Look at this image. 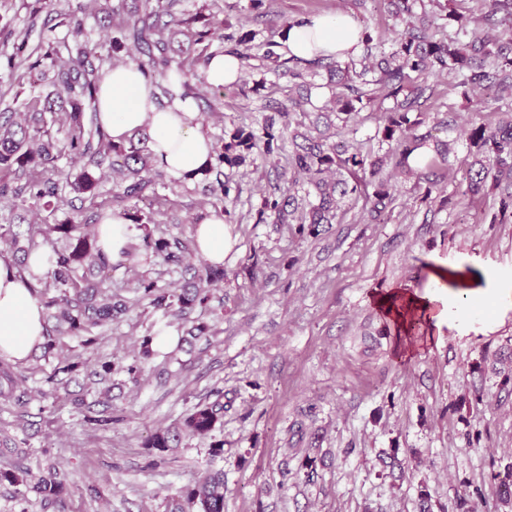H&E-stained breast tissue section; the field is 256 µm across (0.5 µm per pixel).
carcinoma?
Listing matches in <instances>:
<instances>
[{"label": "carcinoma", "instance_id": "carcinoma-1", "mask_svg": "<svg viewBox=\"0 0 512 512\" xmlns=\"http://www.w3.org/2000/svg\"><path fill=\"white\" fill-rule=\"evenodd\" d=\"M55 13L57 26L67 27L69 35H85L87 19H95L101 28L112 30V51L130 43L137 55L131 61L154 80L159 90V103L175 98L191 97L211 108L210 101L193 84L192 69L185 61H197L198 46L219 38L226 52L242 59L250 58L241 47L252 43L262 50L259 58L266 71L278 76L303 79L316 68L326 70V87L331 90L332 107L322 115L324 126L331 125L330 115L350 116L375 101L376 93L382 99L393 100L387 109L384 140L390 150L377 156L344 140L330 141V136L319 129V123L304 132L302 123L295 122L298 102L290 108L276 106V116L269 119L257 133L237 129L230 140L214 145V162L206 174H215V181L204 188L208 204L220 210L224 198L230 195V180H223L224 167H239L246 162L247 153L258 145L271 154L278 148L279 132L293 129L294 152L291 166L295 182L308 186L302 199L288 197L284 203L273 196L262 199L260 220L282 224L288 220L297 224H330L336 213L337 199L353 194L364 195L370 202L372 220H383L393 201L395 183L392 171L404 175L413 173L410 155L419 148L450 151L447 144L431 142V136H415L410 132L408 112L416 98L403 95L410 74L435 76L454 75L458 85L469 93L475 89L499 87L512 91V0H492L491 14L497 24L504 27L498 36H489L476 30L465 32L466 40L457 37H436L425 27H417L413 19L424 0H381L391 15L407 23L394 51L386 54L373 44V38L362 31L360 51L361 70L355 63L343 66L324 64L323 58L303 60L286 56L281 42L249 30L221 33L202 13L188 15L175 10L179 0H141V6L131 11L127 0H78L71 6L69 0H48ZM38 14H30L28 30L17 33L8 27L0 28V43L13 42L15 52L7 56L11 62L23 52L30 30L37 25ZM28 69H43L51 74L49 85L53 90L45 96H32L21 113L5 107L0 111V206L9 209V217L0 224V244H9L22 255L17 263L18 273L27 271L25 257L39 246L50 245V268L37 278L39 289L32 290L37 302L48 318L55 321L56 336L45 337L42 353L45 357L57 354L58 336H81L85 349L101 339L99 330L119 320L127 311V303L112 294V272L123 267L125 260L137 252L150 254L168 266H175L192 278L207 285L224 279V270L213 267L185 251L177 239L154 238L135 215L134 223L142 230L141 243L131 244L121 252V258L112 260L97 245L96 225L72 218L60 224H44L20 244L19 228L26 222L24 212L38 210L54 212L62 202L63 187L67 186L75 197L82 200L99 194L105 177L121 189L116 195L119 202L142 199L155 193L156 177L160 172L151 165L150 137L133 134L124 143H114L102 128L94 112L100 71L107 57L98 43L83 42L75 56L64 57L55 41L43 40L26 57ZM177 63L182 75L179 84L170 82L167 72ZM60 113L65 126L67 156L79 163L75 176L60 179L62 171L54 162L61 156L57 141L47 130V115ZM470 140L477 148L474 165L464 195L479 198L497 186L501 178L512 177V117L491 131L479 127L472 130ZM394 170H388V163ZM139 300L147 302L154 311L164 316H185L195 307H208L210 289L164 287L158 281L142 278L134 284ZM224 417V402L198 403L187 413L181 431L187 435L211 433ZM67 475L52 468L41 479L37 489L47 498L59 499L66 490ZM190 512H224V477L215 473L202 482H196L185 492Z\"/></svg>", "mask_w": 512, "mask_h": 512}]
</instances>
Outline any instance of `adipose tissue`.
Returning <instances> with one entry per match:
<instances>
[{
	"instance_id": "adipose-tissue-1",
	"label": "adipose tissue",
	"mask_w": 512,
	"mask_h": 512,
	"mask_svg": "<svg viewBox=\"0 0 512 512\" xmlns=\"http://www.w3.org/2000/svg\"><path fill=\"white\" fill-rule=\"evenodd\" d=\"M362 30L346 15H313L287 31L289 54L303 59L353 56ZM157 88L134 63L105 70L99 80L95 109L113 142L140 129L151 133V151L158 167L173 178L189 180L212 161L213 144L201 128L193 99H174L159 106ZM196 250L213 266L223 265L236 240L222 215L208 211L194 226ZM27 275H19L9 258L0 256V356L25 361L44 341L43 309L30 290L32 275L49 268L48 252L30 253Z\"/></svg>"
}]
</instances>
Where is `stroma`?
<instances>
[{
  "label": "stroma",
  "instance_id": "stroma-1",
  "mask_svg": "<svg viewBox=\"0 0 512 512\" xmlns=\"http://www.w3.org/2000/svg\"><path fill=\"white\" fill-rule=\"evenodd\" d=\"M248 0H183L187 13L207 10L237 32L282 25L312 14H345L383 51L403 29L375 0H266L263 16ZM257 91L222 89L204 133L215 142L236 127L260 129L267 102L287 103L300 90L289 78L252 70ZM411 118L415 134L452 141L447 159H425L419 175L399 177L384 223H370L365 203L346 199L334 223L319 229L259 222L263 193L281 195L291 177L292 147L273 155L252 149L231 169L236 184L224 221L237 238L224 260L205 320L163 317L132 290L134 276L178 287L182 271L143 258L135 272L117 270L112 290L129 310L89 350L70 338L79 367L58 372L59 358L33 351L15 363L25 409L0 397V436L22 442L23 454L0 447V472L26 473L20 487L0 485V512H181L183 491L200 475L224 474V512H512L500 506L492 475L512 462V220L495 222L507 186L470 200L462 195L475 150L471 129H495L512 96L464 94L451 75L421 83ZM385 114L371 105L342 137L379 150ZM200 180L163 176L151 203L154 237L192 245L207 207ZM502 284L484 313L454 319L416 315L414 339L377 306L400 289L431 294L435 309L460 292ZM172 329L179 341L143 356L144 337ZM111 363L104 373L103 363ZM137 374H128L129 365ZM224 400V417L208 436L181 438L158 451L147 438L176 428L202 400ZM113 417L97 429L88 417ZM224 452L213 455L214 444ZM69 471L62 500L35 482L50 468Z\"/></svg>",
  "mask_w": 512,
  "mask_h": 512
}]
</instances>
